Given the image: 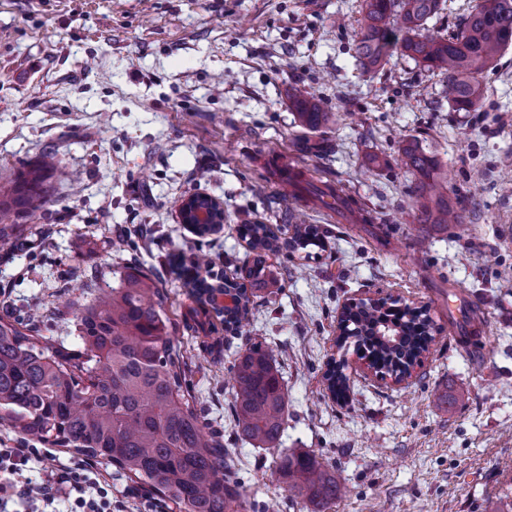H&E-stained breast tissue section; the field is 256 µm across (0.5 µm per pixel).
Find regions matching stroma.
Returning <instances> with one entry per match:
<instances>
[{
    "mask_svg": "<svg viewBox=\"0 0 512 512\" xmlns=\"http://www.w3.org/2000/svg\"><path fill=\"white\" fill-rule=\"evenodd\" d=\"M362 0H0V181L58 154L42 233L0 254V314L40 310L52 344L78 347L71 300L86 301L123 266L159 275L187 313L201 252L238 278L249 246L242 222L290 238L297 220L327 230L317 258L281 250V282L256 299L230 350L204 334L175 344L212 426L230 424L236 351L275 350L288 393L279 450L238 443L248 498L296 512L277 474L295 448L336 467L346 492L332 512H512V46L483 75L482 105L455 111L442 76L392 53L377 70L354 57ZM321 102L331 120L303 130L291 98ZM419 140L448 186L463 228L415 219L417 180L400 163ZM276 152L342 186L372 223L329 215L307 192L263 181ZM373 171H366L370 158ZM224 202L221 232L180 224L182 197ZM129 246L115 254L112 242ZM387 294L427 305L437 329L403 386L360 376L336 327L349 305ZM468 307L459 331L449 302ZM352 364L346 398L324 379ZM121 512H167L97 460Z\"/></svg>",
    "mask_w": 512,
    "mask_h": 512,
    "instance_id": "1",
    "label": "stroma"
}]
</instances>
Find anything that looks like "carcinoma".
I'll list each match as a JSON object with an SVG mask.
<instances>
[{"label": "carcinoma", "mask_w": 512, "mask_h": 512, "mask_svg": "<svg viewBox=\"0 0 512 512\" xmlns=\"http://www.w3.org/2000/svg\"><path fill=\"white\" fill-rule=\"evenodd\" d=\"M442 0H363L356 30L355 58L370 71L394 46L412 60L446 78L445 97L457 111L477 109L484 98L483 74L512 43V0H483L459 31L441 37L425 34V24L439 13ZM299 126L316 130L330 113L318 102L295 97ZM407 169L417 177L415 216L421 224L463 223L448 206L446 184L425 148L416 140L402 148ZM58 169L54 149L43 152L27 170L0 183V248L10 250L33 234L29 224L52 201L51 179ZM253 257L245 269L249 285L276 283L267 265L279 251L278 237L267 224H243ZM323 245L315 224H299L288 241L294 251ZM233 307L212 306L213 287L201 280L191 296V317L168 315L166 290L138 267L120 272L118 284L98 293L76 315L79 350L49 347L34 313L0 316V417L21 432L52 447L102 458L126 480L146 485L167 498L175 512H251L252 503L239 481L236 449L206 421L187 388L173 337L214 323L200 317L215 312L224 332L235 337L253 317L246 284L232 282ZM367 302L347 308L339 346L354 340L368 366L400 377L434 341L429 313ZM340 360L325 372L328 389L345 398L350 378ZM231 433L236 440L276 449L288 419V396L275 365L273 349L255 342L238 352L231 368ZM277 473L291 502L304 512H329L340 498L339 472L315 455L290 450L280 457Z\"/></svg>", "instance_id": "carcinoma-1"}]
</instances>
